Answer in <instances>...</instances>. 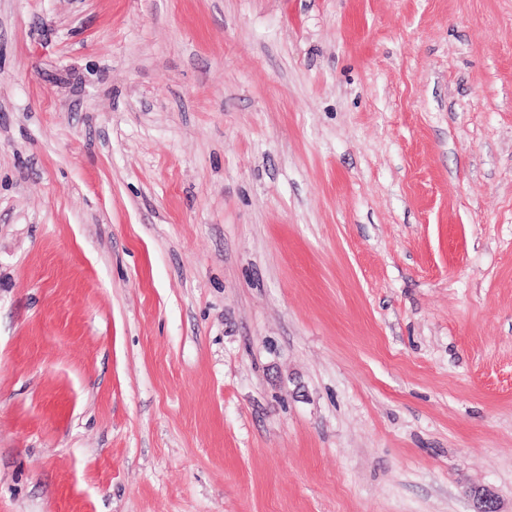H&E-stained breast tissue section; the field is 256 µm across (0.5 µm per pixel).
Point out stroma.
<instances>
[{
    "label": "stroma",
    "instance_id": "1",
    "mask_svg": "<svg viewBox=\"0 0 512 512\" xmlns=\"http://www.w3.org/2000/svg\"><path fill=\"white\" fill-rule=\"evenodd\" d=\"M512 512V0H0V512Z\"/></svg>",
    "mask_w": 512,
    "mask_h": 512
}]
</instances>
